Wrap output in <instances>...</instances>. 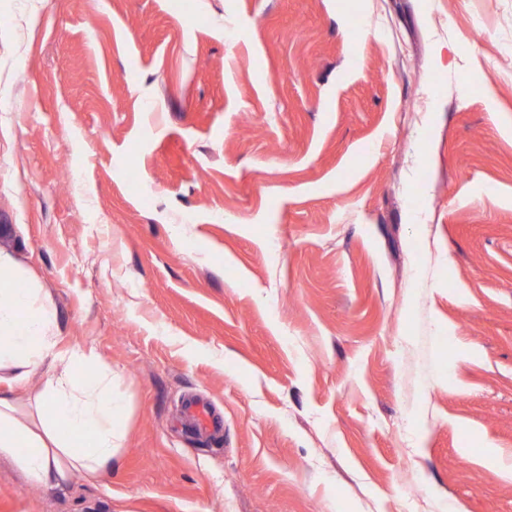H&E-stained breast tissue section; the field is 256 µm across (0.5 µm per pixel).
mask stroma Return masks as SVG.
Returning <instances> with one entry per match:
<instances>
[{
    "label": "stroma",
    "instance_id": "35a3bbf8",
    "mask_svg": "<svg viewBox=\"0 0 512 512\" xmlns=\"http://www.w3.org/2000/svg\"><path fill=\"white\" fill-rule=\"evenodd\" d=\"M0 258L122 406L0 512H512V0H0Z\"/></svg>",
    "mask_w": 512,
    "mask_h": 512
}]
</instances>
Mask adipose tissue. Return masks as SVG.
Instances as JSON below:
<instances>
[{
    "instance_id": "adipose-tissue-1",
    "label": "adipose tissue",
    "mask_w": 512,
    "mask_h": 512,
    "mask_svg": "<svg viewBox=\"0 0 512 512\" xmlns=\"http://www.w3.org/2000/svg\"><path fill=\"white\" fill-rule=\"evenodd\" d=\"M56 314L40 289L0 282V457L11 459L28 481L59 486L77 473L98 476L112 463L120 438V406L112 397V372L94 368L92 353L56 349ZM46 368L36 403L37 427L16 416L10 389Z\"/></svg>"
}]
</instances>
